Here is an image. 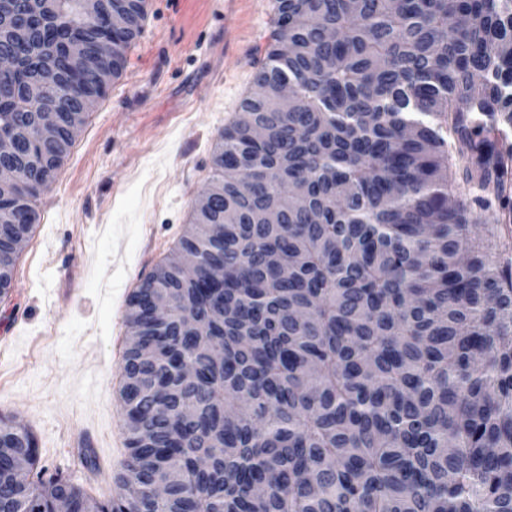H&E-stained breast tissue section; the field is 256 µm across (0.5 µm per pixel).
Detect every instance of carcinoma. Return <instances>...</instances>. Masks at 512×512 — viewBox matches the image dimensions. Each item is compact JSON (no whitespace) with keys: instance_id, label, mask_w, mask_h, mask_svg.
<instances>
[{"instance_id":"1","label":"carcinoma","mask_w":512,"mask_h":512,"mask_svg":"<svg viewBox=\"0 0 512 512\" xmlns=\"http://www.w3.org/2000/svg\"><path fill=\"white\" fill-rule=\"evenodd\" d=\"M146 0H97L127 17L121 51L83 0H25L0 21V293L12 243L85 123V98L122 74ZM294 46L285 54L282 38ZM90 66L75 71L69 46ZM512 0H276L254 89L224 129L207 197L180 258L159 266L156 310L129 300L120 398L127 456L106 502L59 477L35 484L13 460L27 427L0 418V512H512V261L496 259L492 215L473 232L454 166L512 211ZM54 73L39 88L43 70ZM288 82L293 108L279 109ZM57 138H37L41 111ZM494 133L474 142L473 130ZM224 266V286L208 269ZM207 335L184 334L187 318ZM224 341V370L208 354ZM201 378L187 386L179 366Z\"/></svg>"}]
</instances>
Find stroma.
<instances>
[{"label": "stroma", "instance_id": "obj_1", "mask_svg": "<svg viewBox=\"0 0 512 512\" xmlns=\"http://www.w3.org/2000/svg\"><path fill=\"white\" fill-rule=\"evenodd\" d=\"M274 0H148L121 78L89 112L0 295V416L37 442L32 479L58 473L99 500L126 459L118 400L129 299L171 258L214 144L253 89L274 34ZM96 434L107 475L70 461Z\"/></svg>", "mask_w": 512, "mask_h": 512}]
</instances>
